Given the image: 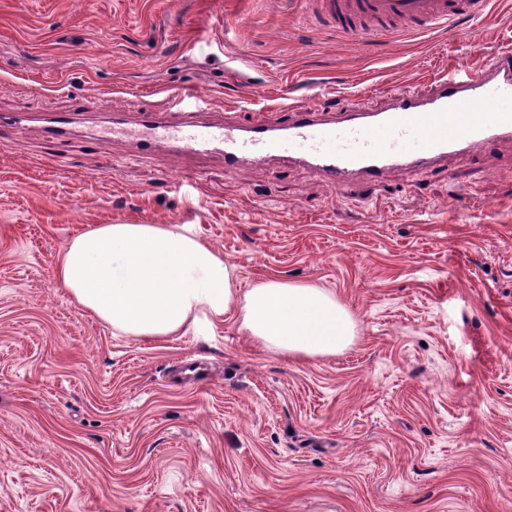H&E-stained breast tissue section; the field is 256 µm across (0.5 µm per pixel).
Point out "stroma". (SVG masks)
Listing matches in <instances>:
<instances>
[{"label":"stroma","instance_id":"1","mask_svg":"<svg viewBox=\"0 0 512 512\" xmlns=\"http://www.w3.org/2000/svg\"><path fill=\"white\" fill-rule=\"evenodd\" d=\"M508 42L512 0L364 40L303 0H0V113L31 115L0 141V512H512V141L338 190L85 134L175 91L240 122L377 104ZM117 223L189 226L242 289L331 291L355 339L296 361L232 314L124 335L55 279Z\"/></svg>","mask_w":512,"mask_h":512}]
</instances>
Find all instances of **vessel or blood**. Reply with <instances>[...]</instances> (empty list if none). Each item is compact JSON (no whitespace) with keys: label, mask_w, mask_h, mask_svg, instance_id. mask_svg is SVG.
Returning <instances> with one entry per match:
<instances>
[{"label":"vessel or blood","mask_w":512,"mask_h":512,"mask_svg":"<svg viewBox=\"0 0 512 512\" xmlns=\"http://www.w3.org/2000/svg\"><path fill=\"white\" fill-rule=\"evenodd\" d=\"M315 19L352 38L436 29L484 16L488 0H308ZM133 141L146 156L167 145L195 157L221 153L224 166L294 162L340 188L380 183L409 167L475 156L512 139V47L478 68L463 67L426 88H401L377 105L329 111L292 104L284 115L249 125L202 119L165 103L138 112Z\"/></svg>","instance_id":"1"}]
</instances>
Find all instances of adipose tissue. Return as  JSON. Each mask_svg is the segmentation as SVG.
Here are the masks:
<instances>
[{
	"label": "adipose tissue",
	"mask_w": 512,
	"mask_h": 512,
	"mask_svg": "<svg viewBox=\"0 0 512 512\" xmlns=\"http://www.w3.org/2000/svg\"><path fill=\"white\" fill-rule=\"evenodd\" d=\"M56 279L113 329L162 339L236 312L256 345L295 360L346 349L349 311L325 289L278 279L239 291L233 267L183 226L98 224L67 245Z\"/></svg>",
	"instance_id": "1"
}]
</instances>
